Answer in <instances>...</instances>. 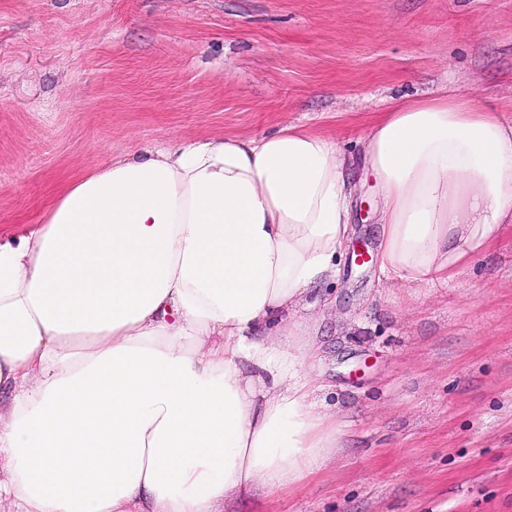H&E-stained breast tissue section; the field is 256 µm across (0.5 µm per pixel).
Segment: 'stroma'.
<instances>
[{"instance_id":"obj_1","label":"stroma","mask_w":512,"mask_h":512,"mask_svg":"<svg viewBox=\"0 0 512 512\" xmlns=\"http://www.w3.org/2000/svg\"><path fill=\"white\" fill-rule=\"evenodd\" d=\"M448 92L512 116V0H0V225L159 140L293 122L354 154L353 236L381 192L360 140ZM304 315L342 447L289 494L224 512H512V232L452 281L386 283L345 256Z\"/></svg>"}]
</instances>
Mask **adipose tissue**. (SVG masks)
<instances>
[{
	"label": "adipose tissue",
	"mask_w": 512,
	"mask_h": 512,
	"mask_svg": "<svg viewBox=\"0 0 512 512\" xmlns=\"http://www.w3.org/2000/svg\"><path fill=\"white\" fill-rule=\"evenodd\" d=\"M379 272L448 281L512 226V120L457 96L379 113ZM353 164L284 124L162 141L0 232V512H222L341 446L305 368L349 248Z\"/></svg>",
	"instance_id": "obj_1"
}]
</instances>
